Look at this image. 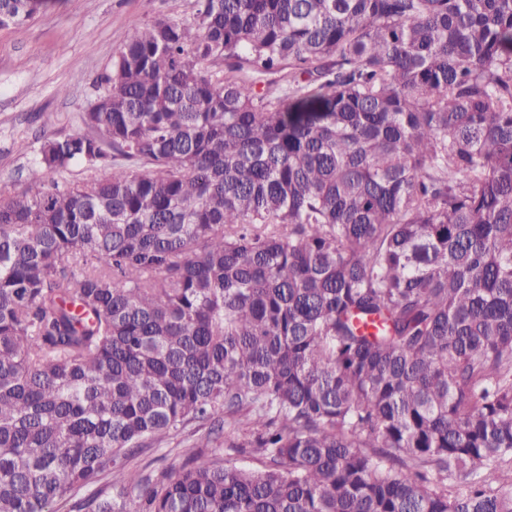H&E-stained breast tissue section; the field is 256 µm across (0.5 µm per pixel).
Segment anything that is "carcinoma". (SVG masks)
I'll return each instance as SVG.
<instances>
[{
    "instance_id": "cac0c4a2",
    "label": "carcinoma",
    "mask_w": 512,
    "mask_h": 512,
    "mask_svg": "<svg viewBox=\"0 0 512 512\" xmlns=\"http://www.w3.org/2000/svg\"><path fill=\"white\" fill-rule=\"evenodd\" d=\"M102 84L0 193V512H512V0H193ZM180 438L171 440L161 448H151L134 458L130 467L133 471L146 470L160 472L171 464H179L184 459L182 448H174Z\"/></svg>"
}]
</instances>
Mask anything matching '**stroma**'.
I'll return each mask as SVG.
<instances>
[{"label": "stroma", "mask_w": 512, "mask_h": 512, "mask_svg": "<svg viewBox=\"0 0 512 512\" xmlns=\"http://www.w3.org/2000/svg\"><path fill=\"white\" fill-rule=\"evenodd\" d=\"M192 0H50L0 28V191L23 187L45 135L81 131L96 80L134 25L184 18Z\"/></svg>", "instance_id": "1"}]
</instances>
